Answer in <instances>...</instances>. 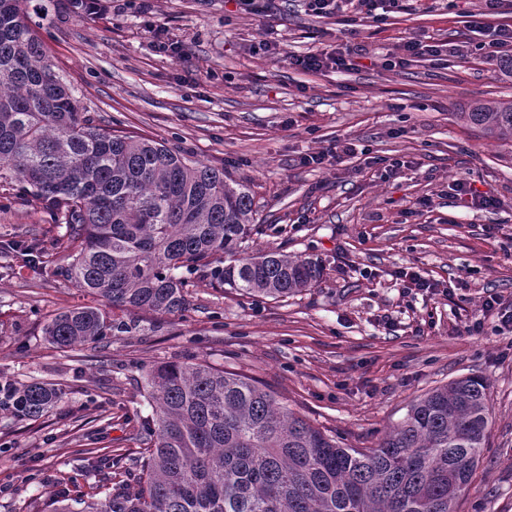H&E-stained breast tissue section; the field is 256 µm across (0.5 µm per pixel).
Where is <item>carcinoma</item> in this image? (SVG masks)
<instances>
[{
    "mask_svg": "<svg viewBox=\"0 0 512 512\" xmlns=\"http://www.w3.org/2000/svg\"><path fill=\"white\" fill-rule=\"evenodd\" d=\"M0 0V182L65 225L71 261L53 275L111 308L176 314L189 279L273 300L318 281L320 261L280 251L237 257L254 223L248 188L224 170L96 123L56 75L27 11ZM461 119L512 141V103L476 102ZM132 331L96 306L43 327L61 350ZM64 392L0 380V411L18 420ZM150 446L134 481L52 512H457L485 448L488 385L463 377L410 405L367 450L342 448L252 379L207 363L154 367Z\"/></svg>",
    "mask_w": 512,
    "mask_h": 512,
    "instance_id": "obj_1",
    "label": "carcinoma"
}]
</instances>
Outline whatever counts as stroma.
I'll return each mask as SVG.
<instances>
[{"label":"stroma","instance_id":"stroma-1","mask_svg":"<svg viewBox=\"0 0 512 512\" xmlns=\"http://www.w3.org/2000/svg\"><path fill=\"white\" fill-rule=\"evenodd\" d=\"M54 71L86 111L112 129L158 139L246 185L258 211L244 255L284 251L321 262L316 285L283 300L193 279L175 315L113 310L134 324L106 348L61 350L47 320L100 297L20 256L0 277V374L64 391L32 420L0 414V512H50L103 491L146 452L149 370L207 362L241 373L345 448H374L430 390L465 376L488 384L492 418L482 460L458 512H512V142L458 118L474 101L512 100V78L481 46L512 25V0H407L376 21L318 15L305 0H32ZM285 49L260 50L266 29ZM183 45L177 58L155 30ZM441 58L392 66L409 39ZM360 46L354 69L303 71L288 55ZM347 147L341 160L315 154ZM403 166L386 175L383 160ZM464 179L493 198L466 205ZM34 247L43 267L69 254L63 228L38 204H0V241ZM409 269L429 282L407 289ZM493 310H484L489 297ZM476 332H467L472 322Z\"/></svg>","mask_w":512,"mask_h":512}]
</instances>
